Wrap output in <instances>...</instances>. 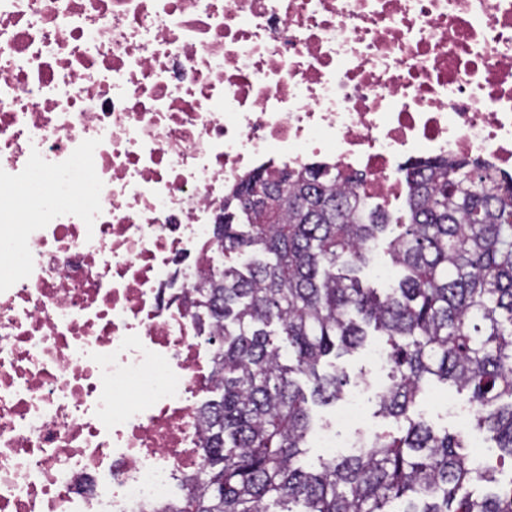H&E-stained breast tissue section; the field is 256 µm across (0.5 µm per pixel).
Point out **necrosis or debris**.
<instances>
[{
	"label": "necrosis or debris",
	"instance_id": "necrosis-or-debris-1",
	"mask_svg": "<svg viewBox=\"0 0 512 512\" xmlns=\"http://www.w3.org/2000/svg\"><path fill=\"white\" fill-rule=\"evenodd\" d=\"M460 155L512 171V0H0V512H142L200 468L195 288L240 179L388 203Z\"/></svg>",
	"mask_w": 512,
	"mask_h": 512
}]
</instances>
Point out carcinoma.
<instances>
[{"label": "carcinoma", "instance_id": "obj_1", "mask_svg": "<svg viewBox=\"0 0 512 512\" xmlns=\"http://www.w3.org/2000/svg\"><path fill=\"white\" fill-rule=\"evenodd\" d=\"M401 174L408 218L393 224L359 196L358 178L323 165L256 171L224 204L216 244L238 262L200 283L211 338L222 339L219 400L200 409V469L161 512H512V486L466 464L462 433L411 416L428 381L451 382L470 394V422L512 459V175L444 158ZM253 193L274 223L237 204ZM380 235L401 277L364 287L355 271ZM370 328L385 337L390 379L376 413L395 429L308 469L312 407L336 403L347 384L322 361L354 353Z\"/></svg>", "mask_w": 512, "mask_h": 512}]
</instances>
